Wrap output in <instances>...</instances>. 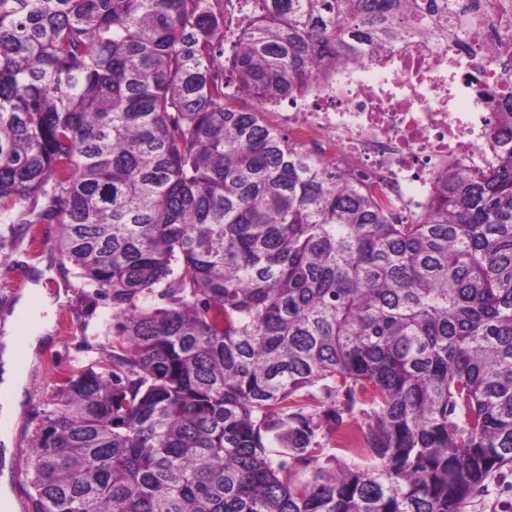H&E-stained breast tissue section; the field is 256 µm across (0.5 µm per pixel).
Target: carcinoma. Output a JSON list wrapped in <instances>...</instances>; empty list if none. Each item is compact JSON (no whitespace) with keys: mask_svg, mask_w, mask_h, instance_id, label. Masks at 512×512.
I'll return each mask as SVG.
<instances>
[{"mask_svg":"<svg viewBox=\"0 0 512 512\" xmlns=\"http://www.w3.org/2000/svg\"><path fill=\"white\" fill-rule=\"evenodd\" d=\"M252 4L226 82L209 0H0V208L125 341L57 385L29 512H464L512 471V149L400 223L263 115L362 46L506 48L512 0ZM318 384L362 461L322 455ZM341 395L336 393L333 387L315 386L310 390V397L306 403L310 405L311 410L316 413V419L320 418L323 424L324 438L322 444L326 448L324 453H334L335 448L339 444H343V439L347 433H360V428L366 422L365 416L359 412L357 408L353 413H342V423L335 425L331 418L332 411L341 408ZM336 427V432H335Z\"/></svg>","mask_w":512,"mask_h":512,"instance_id":"cac0c4a2","label":"carcinoma"}]
</instances>
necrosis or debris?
Segmentation results:
<instances>
[{
    "label": "necrosis or debris",
    "instance_id": "4bbe7bcc",
    "mask_svg": "<svg viewBox=\"0 0 512 512\" xmlns=\"http://www.w3.org/2000/svg\"><path fill=\"white\" fill-rule=\"evenodd\" d=\"M505 58L460 55L439 37L366 50L312 80L307 95L267 105L302 150L359 178L400 218L433 205L440 170L491 164L497 112L512 104Z\"/></svg>",
    "mask_w": 512,
    "mask_h": 512
}]
</instances>
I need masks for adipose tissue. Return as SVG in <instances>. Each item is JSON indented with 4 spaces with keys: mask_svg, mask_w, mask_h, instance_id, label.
Returning <instances> with one entry per match:
<instances>
[{
    "mask_svg": "<svg viewBox=\"0 0 512 512\" xmlns=\"http://www.w3.org/2000/svg\"><path fill=\"white\" fill-rule=\"evenodd\" d=\"M47 341V336L42 333L19 337L10 326L0 337V442L7 444L12 439L14 427L22 413L29 371ZM20 347L26 352L22 360L16 356V350Z\"/></svg>",
    "mask_w": 512,
    "mask_h": 512,
    "instance_id": "1",
    "label": "adipose tissue"
}]
</instances>
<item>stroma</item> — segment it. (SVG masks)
Instances as JSON below:
<instances>
[{"label": "stroma", "instance_id": "35a3bbf8", "mask_svg": "<svg viewBox=\"0 0 512 512\" xmlns=\"http://www.w3.org/2000/svg\"><path fill=\"white\" fill-rule=\"evenodd\" d=\"M58 242L57 225L28 228L16 223L13 212L0 210V321L14 315L22 336L44 322L50 336L28 376L11 454L0 455V478L5 480L14 475L16 467L25 465L35 430L62 377L107 358L120 342L111 298L87 296L73 273L53 264ZM35 284L43 288L49 306L36 300L27 310L16 312L22 295ZM340 401L335 388L318 385L310 391L308 403L323 424L322 443L327 448L342 444L347 434L359 432L365 423L357 411L343 414L341 423H334L332 413ZM465 512H512V473L491 479L485 492L469 501Z\"/></svg>", "mask_w": 512, "mask_h": 512}]
</instances>
